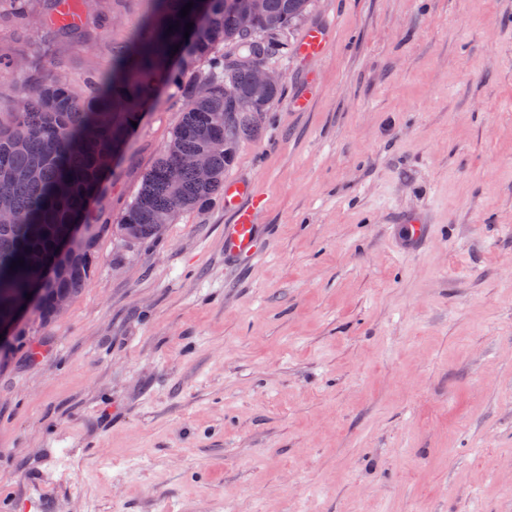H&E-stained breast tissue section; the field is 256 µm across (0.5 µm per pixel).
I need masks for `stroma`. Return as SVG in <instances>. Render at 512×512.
I'll list each match as a JSON object with an SVG mask.
<instances>
[{
    "mask_svg": "<svg viewBox=\"0 0 512 512\" xmlns=\"http://www.w3.org/2000/svg\"><path fill=\"white\" fill-rule=\"evenodd\" d=\"M152 7L85 8L90 41L42 56L0 28V112L17 68L77 83ZM283 41L224 175L266 200L257 257L225 262L220 194L106 232L69 311L0 347L12 512H512V0H311ZM181 110L167 86L105 175L112 224ZM325 35L322 29H309L302 38L298 52L308 60H316L323 51Z\"/></svg>",
    "mask_w": 512,
    "mask_h": 512,
    "instance_id": "1",
    "label": "stroma"
}]
</instances>
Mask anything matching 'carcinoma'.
Returning a JSON list of instances; mask_svg holds the SVG:
<instances>
[{"label": "carcinoma", "instance_id": "carcinoma-1", "mask_svg": "<svg viewBox=\"0 0 512 512\" xmlns=\"http://www.w3.org/2000/svg\"><path fill=\"white\" fill-rule=\"evenodd\" d=\"M193 3L187 16L180 11ZM310 0H153V12L136 35L112 55L111 66L85 81L84 97L55 78L19 81L13 111L0 114V201L13 219L0 223V313L27 294L45 257L72 224H84L83 254L44 286L33 308L52 318L56 296L74 299L85 287L94 256L89 217L101 178V162L127 142L139 108L152 106L176 69L199 59L206 69L180 84L184 109L179 125L144 175L117 231L131 244L155 238L159 215L168 220L202 206L224 187V171L234 162L242 140L260 129L268 105L283 85L259 89L254 67L266 63L280 46L279 35L306 12ZM60 0L42 11L53 29V45L71 46L87 39L80 24L58 19ZM193 23L186 29L187 23ZM189 37H184L185 31ZM231 51H224V46ZM236 95L224 94V84ZM208 155L210 180L198 179L193 159ZM179 171V189L171 174ZM23 261V265L16 261Z\"/></svg>", "mask_w": 512, "mask_h": 512}]
</instances>
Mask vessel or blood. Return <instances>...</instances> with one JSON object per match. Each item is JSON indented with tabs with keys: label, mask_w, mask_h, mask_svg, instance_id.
Here are the masks:
<instances>
[{
	"label": "vessel or blood",
	"mask_w": 512,
	"mask_h": 512,
	"mask_svg": "<svg viewBox=\"0 0 512 512\" xmlns=\"http://www.w3.org/2000/svg\"><path fill=\"white\" fill-rule=\"evenodd\" d=\"M322 29H309L302 38L298 52L308 60L317 59L324 46ZM224 203L232 210L234 221L224 227V252L234 257H249L257 251V219L266 202L259 193L249 192L247 186L234 182L224 190Z\"/></svg>",
	"instance_id": "vessel-or-blood-1"
}]
</instances>
